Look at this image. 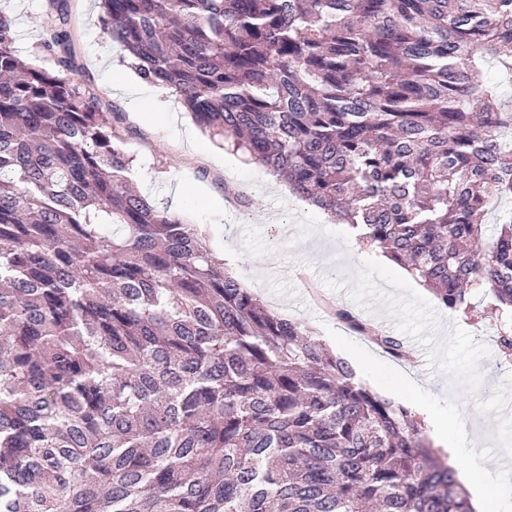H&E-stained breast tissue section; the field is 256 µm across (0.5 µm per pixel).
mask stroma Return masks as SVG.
Returning <instances> with one entry per match:
<instances>
[{
  "label": "stroma",
  "instance_id": "35a3bbf8",
  "mask_svg": "<svg viewBox=\"0 0 512 512\" xmlns=\"http://www.w3.org/2000/svg\"><path fill=\"white\" fill-rule=\"evenodd\" d=\"M70 4L83 71L102 90L106 109L126 117L123 149L133 159L131 184L201 229L203 245L239 281L251 283L272 311L306 323L344 357L366 358L371 390L407 408L423 405L479 436L484 457L463 448L453 464L495 470L491 510L512 512V469L493 466L501 449L512 447V363L498 350L501 320L488 312V292L473 289L467 311L448 310L381 249L355 239L350 225L279 191L266 168L246 161L232 145H218L202 132L192 143L180 141L174 125L191 118L177 98H170L165 112L139 116L112 88L116 73L127 66L104 31L96 0ZM0 12L13 20L18 55L30 66L49 67L38 48L45 0H0ZM196 152L213 156V163L193 164ZM183 183L209 185L221 200L215 204L191 190L176 196ZM337 308L414 340L419 360H394L354 336L334 316Z\"/></svg>",
  "mask_w": 512,
  "mask_h": 512
}]
</instances>
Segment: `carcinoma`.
<instances>
[{
	"instance_id": "cac0c4a2",
	"label": "carcinoma",
	"mask_w": 512,
	"mask_h": 512,
	"mask_svg": "<svg viewBox=\"0 0 512 512\" xmlns=\"http://www.w3.org/2000/svg\"><path fill=\"white\" fill-rule=\"evenodd\" d=\"M99 5L144 80L439 304L512 308V98L482 77H512V0ZM46 13L48 69L0 13V512H473L424 423L128 184L69 0Z\"/></svg>"
}]
</instances>
